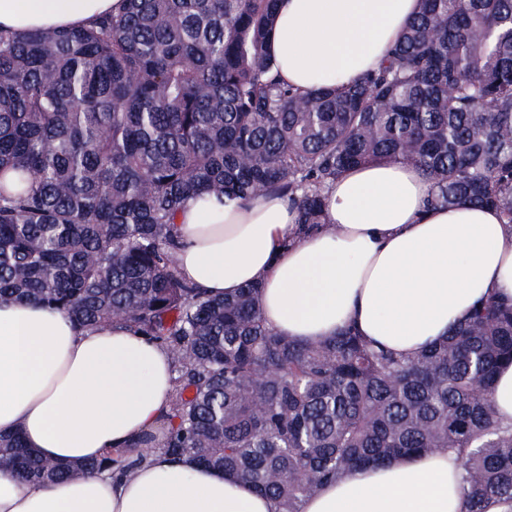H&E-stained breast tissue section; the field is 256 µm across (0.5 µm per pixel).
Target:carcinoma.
Listing matches in <instances>:
<instances>
[{
	"mask_svg": "<svg viewBox=\"0 0 512 512\" xmlns=\"http://www.w3.org/2000/svg\"><path fill=\"white\" fill-rule=\"evenodd\" d=\"M277 0H119L75 28L0 29V301L123 322L169 349L168 433L63 465L0 434V466L50 484L124 470L155 449L193 455L281 512L369 465L446 448L464 512L512 505V425L493 378L512 363V304L481 303L404 359L354 329L302 343L268 326L259 285L212 298L174 261L175 217L204 194L288 195L293 244L327 223L348 169L404 161L431 203L512 224V0H419L363 80L303 96L267 46Z\"/></svg>",
	"mask_w": 512,
	"mask_h": 512,
	"instance_id": "cac0c4a2",
	"label": "carcinoma"
}]
</instances>
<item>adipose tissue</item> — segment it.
<instances>
[{
	"label": "adipose tissue",
	"instance_id": "1",
	"mask_svg": "<svg viewBox=\"0 0 512 512\" xmlns=\"http://www.w3.org/2000/svg\"><path fill=\"white\" fill-rule=\"evenodd\" d=\"M117 0H0L18 33L83 25ZM418 0H279L274 71L300 94L360 81L388 57ZM409 163L345 172L328 222L294 246L287 196L187 201L176 217L180 275L209 296L260 286L267 324L301 342L351 327L411 357L445 339L480 303H512V224L472 204H428ZM169 352L123 324L77 328L41 304L0 302V433L21 432L46 459L86 462L159 437L169 411ZM459 466L440 450L371 466L324 485L301 512H463ZM0 512H280L246 481L192 456L150 454L125 474L92 472L50 485L0 468Z\"/></svg>",
	"mask_w": 512,
	"mask_h": 512
}]
</instances>
